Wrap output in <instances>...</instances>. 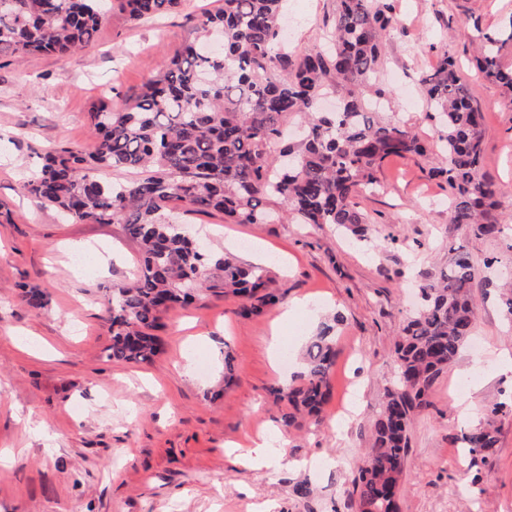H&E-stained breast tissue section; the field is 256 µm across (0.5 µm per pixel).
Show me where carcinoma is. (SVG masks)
Listing matches in <instances>:
<instances>
[{
	"mask_svg": "<svg viewBox=\"0 0 512 512\" xmlns=\"http://www.w3.org/2000/svg\"><path fill=\"white\" fill-rule=\"evenodd\" d=\"M180 0H116L132 22L163 15ZM194 17L196 37L155 78L114 109L89 113L98 147L85 155L61 146L41 157L27 193L64 215L118 223L142 259L134 282L108 288L110 343L103 358L150 364L161 351L162 314L192 302L207 284L242 301L240 312L276 305L280 295L258 266L218 256L183 235L172 210L224 215L229 224H274L296 215L305 224H334L354 234L367 223L356 199L376 184L390 156L424 155L427 147L404 124L380 119L374 97L396 26L391 0H336L332 46L297 54L284 46L286 0H221ZM110 9L108 0H0V56H66L91 45ZM512 28L499 37L478 32L477 64L512 98V66L501 63ZM427 104L442 128L441 162L431 175L448 185L452 223L495 238V192L481 177L484 115L456 64L448 59L422 78ZM340 105L320 110L327 90ZM135 171L134 180H103L97 171ZM275 198L283 212L270 208ZM474 263L451 249L448 270L419 285L422 303L395 347V378L356 465L357 512H397L415 412L428 406L439 376L472 336L477 309ZM335 316L306 344L304 366L274 390L281 420L318 421L332 398ZM506 404L487 408L484 422L463 435L468 453L487 460L497 447L496 419Z\"/></svg>",
	"mask_w": 512,
	"mask_h": 512,
	"instance_id": "carcinoma-1",
	"label": "carcinoma"
}]
</instances>
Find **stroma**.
Returning a JSON list of instances; mask_svg holds the SVG:
<instances>
[{
  "mask_svg": "<svg viewBox=\"0 0 512 512\" xmlns=\"http://www.w3.org/2000/svg\"><path fill=\"white\" fill-rule=\"evenodd\" d=\"M220 0H183L175 10L131 22L107 12L86 49L0 63V512H356L353 470L394 379V341L419 303L417 285L448 266L449 246L475 265L478 317L471 340L436 381L430 404L410 423L400 512H512V415L496 420L498 448L472 461L462 436L493 402L512 404V318L501 293L512 256L501 240L455 224L448 187L428 162L384 161L373 193L358 203L368 224L356 236L328 224H228L185 212L188 235L218 254L265 269L279 303L241 315L236 300L198 290L163 317L152 363L109 362L106 288L132 279L138 244L122 225L62 216L28 197L24 181L44 149L94 154L89 114L120 106L158 75L192 38L191 18ZM397 26L380 74L388 118L434 146L420 79L442 58L457 62L484 114L482 174L496 190L493 216L512 229V100L476 68L474 28L512 27V0H393ZM335 0H288L285 28L296 51L326 45ZM39 287L43 309L21 285ZM341 314L333 398L322 423L285 427L272 387L301 368L300 353L332 314ZM236 379L224 383V355ZM472 380L470 411L450 393ZM355 413L339 420L350 387ZM282 438L279 458L261 469L235 453L258 433ZM475 465L482 478L464 485ZM307 481L308 497L293 488Z\"/></svg>",
  "mask_w": 512,
  "mask_h": 512,
  "instance_id": "35a3bbf8",
  "label": "stroma"
}]
</instances>
